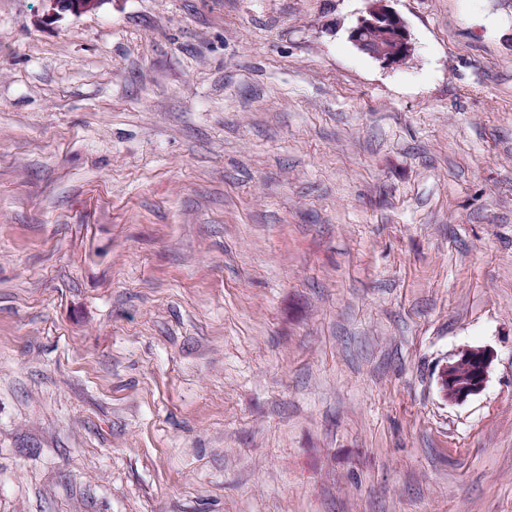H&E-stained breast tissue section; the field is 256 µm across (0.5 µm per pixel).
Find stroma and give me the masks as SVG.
<instances>
[{"instance_id":"stroma-1","label":"stroma","mask_w":512,"mask_h":512,"mask_svg":"<svg viewBox=\"0 0 512 512\" xmlns=\"http://www.w3.org/2000/svg\"><path fill=\"white\" fill-rule=\"evenodd\" d=\"M366 6L0 0V512H512V0ZM49 3L48 17H59L62 14H84L96 11L103 0H46ZM390 1L368 0L366 15L349 30L348 39L360 52L394 68L401 58L413 56L414 44L407 22ZM379 29L389 33V44L371 40L369 34ZM462 359L475 365L472 376L463 381L455 374V368ZM494 355L486 346H465L457 350L448 363L442 365L438 384L442 397L451 404H461L479 394L486 386Z\"/></svg>"}]
</instances>
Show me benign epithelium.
Returning a JSON list of instances; mask_svg holds the SVG:
<instances>
[{
    "instance_id": "benign-epithelium-1",
    "label": "benign epithelium",
    "mask_w": 512,
    "mask_h": 512,
    "mask_svg": "<svg viewBox=\"0 0 512 512\" xmlns=\"http://www.w3.org/2000/svg\"><path fill=\"white\" fill-rule=\"evenodd\" d=\"M47 16L65 13L84 14L96 11L103 0H46ZM349 41L360 52L394 68L404 57H411L414 44L405 19L393 9L390 0H368L366 14L349 30ZM468 359L475 365L472 376L463 381L455 374L457 364ZM494 355L485 346H465L442 365L438 384L442 397L451 404H461L479 394L486 386Z\"/></svg>"
}]
</instances>
